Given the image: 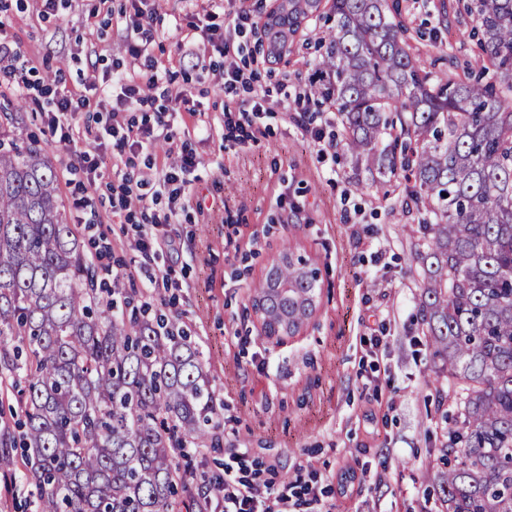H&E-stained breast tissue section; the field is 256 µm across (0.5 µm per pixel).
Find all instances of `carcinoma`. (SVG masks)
I'll return each instance as SVG.
<instances>
[{
	"mask_svg": "<svg viewBox=\"0 0 512 512\" xmlns=\"http://www.w3.org/2000/svg\"><path fill=\"white\" fill-rule=\"evenodd\" d=\"M321 0H278L269 54L292 47ZM484 65L444 79L412 54L399 4L332 0L316 100L342 118L354 167L405 172L421 215L418 323L456 398L441 448V512H512V0H467ZM104 298L41 149L0 128V374L22 375L21 450L40 512H181L189 449L223 447L203 350L179 322ZM320 282L288 251L253 300L268 338L297 335Z\"/></svg>",
	"mask_w": 512,
	"mask_h": 512,
	"instance_id": "obj_1",
	"label": "carcinoma"
}]
</instances>
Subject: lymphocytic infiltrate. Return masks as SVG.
I'll list each match as a JSON object with an SVG mask.
<instances>
[{
	"mask_svg": "<svg viewBox=\"0 0 512 512\" xmlns=\"http://www.w3.org/2000/svg\"><path fill=\"white\" fill-rule=\"evenodd\" d=\"M123 22L136 35L137 41L131 44L129 52L137 58H147L145 70L135 73L120 72L112 78L108 88H101L96 75L86 76L80 88L71 90L58 86L45 85L39 93L46 100L47 131L50 138L58 139L67 151L82 164L88 183H96L99 172L96 163L92 162L83 143L101 141L103 136H112L117 140L118 147L128 149V159L113 164L112 171L118 180V201L112 209L120 213L129 210L132 203L148 202L146 220L154 224L155 230L141 234L138 247L145 252H158L172 247L171 237L158 234V226L180 223L182 216L192 202L189 187L193 182V174L200 160L187 140L179 136L176 127L184 123L188 112L189 99L186 94H178L172 106L155 109L153 114L144 116L141 122L127 124L126 128L115 126L98 130L92 125L82 122L83 113L94 111L98 102V91H106L113 101L112 109L116 112H129L143 107L147 99L140 94L141 86H156L167 74L165 65L149 58V46L154 36L150 26V16L143 8H135L132 13L123 15ZM206 38L216 51L227 57L222 77L225 89L235 88L241 82L240 69L231 64L233 49L224 41L216 23H197L189 26L177 41L178 55L191 54L198 38ZM165 129V138L169 144L165 161L153 169V188L151 199L135 193L132 187L131 170L135 156L151 153L156 141V129ZM223 493L224 512H288L287 492H272L261 489L259 485L246 477H225L220 483Z\"/></svg>",
	"mask_w": 512,
	"mask_h": 512,
	"instance_id": "1",
	"label": "lymphocytic infiltrate"
}]
</instances>
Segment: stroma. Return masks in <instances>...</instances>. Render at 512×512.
Masks as SVG:
<instances>
[{"label": "stroma", "instance_id": "obj_1", "mask_svg": "<svg viewBox=\"0 0 512 512\" xmlns=\"http://www.w3.org/2000/svg\"><path fill=\"white\" fill-rule=\"evenodd\" d=\"M156 2L151 53L170 72L149 95L162 106L184 92L198 106L202 129L191 143L201 164L192 193L221 203L167 226L180 243L178 256L144 257L135 247L139 227L114 223L111 167L102 168L96 188L83 190L79 162L47 140L32 92L0 91V113L13 114L17 137L44 149L59 172L65 216L80 243L89 238L82 220L90 211L112 246L114 270L173 273L172 288L161 281L146 288L126 277L121 285L177 318L205 353L224 447L191 458L200 491L192 512H224L211 481L228 470L288 486L294 512L314 510L306 485L333 512H441L427 492L442 467V413L453 402L440 395L442 379L417 323L423 281L410 230L419 215L405 209L410 185L380 182L377 173L335 157L338 113H303L293 101L309 92L311 64L327 48L329 0L302 24L292 52L262 62L253 89L230 92L218 74L196 68L200 56L222 64L210 44L173 61L178 27L216 13L245 69L261 50V34L236 28V13L246 9L258 25L275 0ZM400 4L425 70L444 76L453 66L477 63L475 22L459 19L458 0ZM40 9V0H7L0 9L21 51L19 74L30 83L73 86L91 73L108 79L117 69H142V59L127 51L129 32L100 12L99 0H68L47 16ZM256 92L265 97L264 112L247 134L227 135L225 113L249 106ZM291 246L321 267L320 303L299 334L277 341L261 336L252 301L266 267ZM374 336L382 340L376 351ZM348 470L355 480L345 487Z\"/></svg>", "mask_w": 512, "mask_h": 512}]
</instances>
